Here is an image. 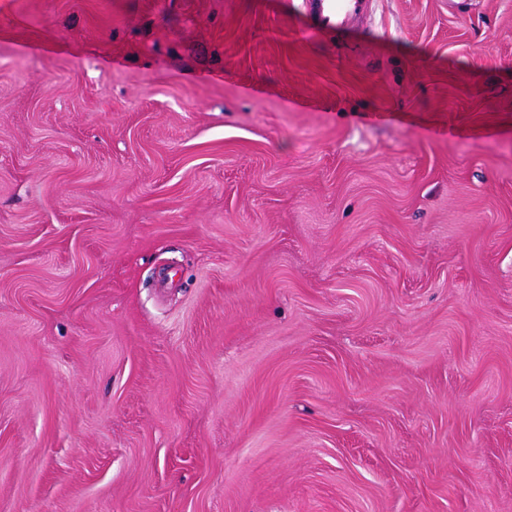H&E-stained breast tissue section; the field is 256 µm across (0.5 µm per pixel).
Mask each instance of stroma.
<instances>
[{
  "mask_svg": "<svg viewBox=\"0 0 512 512\" xmlns=\"http://www.w3.org/2000/svg\"><path fill=\"white\" fill-rule=\"evenodd\" d=\"M0 0V512H512V0ZM373 0H307L303 3L318 31L343 32L349 22L368 12Z\"/></svg>",
  "mask_w": 512,
  "mask_h": 512,
  "instance_id": "35a3bbf8",
  "label": "stroma"
}]
</instances>
